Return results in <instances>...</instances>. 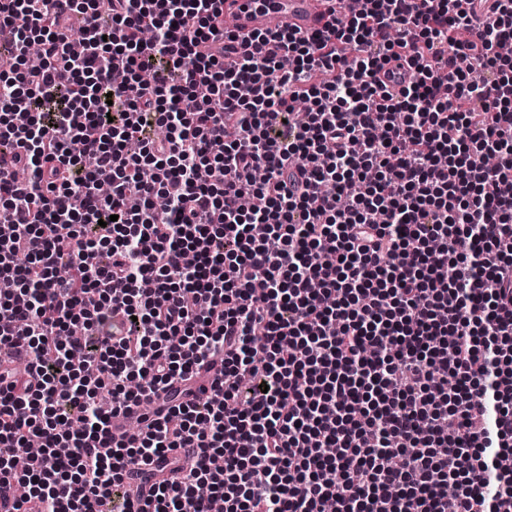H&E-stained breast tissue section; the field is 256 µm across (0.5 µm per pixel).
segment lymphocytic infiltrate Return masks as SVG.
Returning <instances> with one entry per match:
<instances>
[{
  "mask_svg": "<svg viewBox=\"0 0 512 512\" xmlns=\"http://www.w3.org/2000/svg\"><path fill=\"white\" fill-rule=\"evenodd\" d=\"M66 2L0 0V493L512 512V0L474 40L468 0H361L245 50L216 0Z\"/></svg>",
  "mask_w": 512,
  "mask_h": 512,
  "instance_id": "lymphocytic-infiltrate-1",
  "label": "lymphocytic infiltrate"
}]
</instances>
